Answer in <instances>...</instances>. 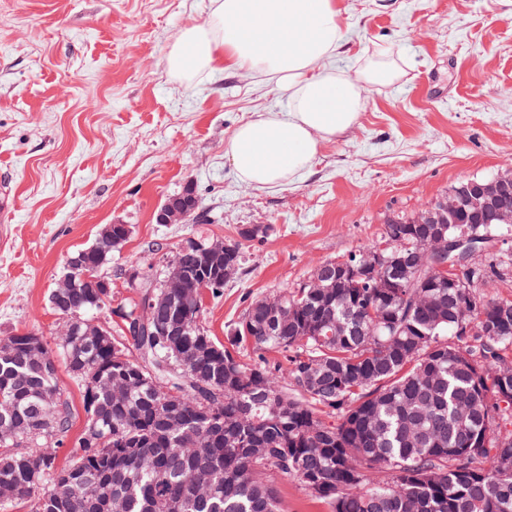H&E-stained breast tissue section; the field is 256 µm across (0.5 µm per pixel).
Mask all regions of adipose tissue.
Segmentation results:
<instances>
[{"mask_svg":"<svg viewBox=\"0 0 512 512\" xmlns=\"http://www.w3.org/2000/svg\"><path fill=\"white\" fill-rule=\"evenodd\" d=\"M344 48L336 0H210L207 17L172 41L165 68L188 83L242 71L285 93L286 111L257 113L228 142L239 179L265 188L308 170L322 143L356 124L370 87L399 80L402 69L386 49L353 73L330 67Z\"/></svg>","mask_w":512,"mask_h":512,"instance_id":"1","label":"adipose tissue"}]
</instances>
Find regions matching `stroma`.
I'll return each mask as SVG.
<instances>
[{
  "mask_svg": "<svg viewBox=\"0 0 512 512\" xmlns=\"http://www.w3.org/2000/svg\"><path fill=\"white\" fill-rule=\"evenodd\" d=\"M355 71L380 46L400 81L367 93L351 129L323 143L293 181L241 183L226 155L234 129L286 96L265 78L224 72L188 84L165 56L209 0H0V337L55 344L49 303L69 255L105 225L131 234L112 258V302L135 297L128 272L163 277L187 240L241 241L242 271L202 321L219 342L255 299L302 285L319 264L382 243L385 221L512 159V0H339ZM192 184L207 220L154 223Z\"/></svg>",
  "mask_w": 512,
  "mask_h": 512,
  "instance_id": "1",
  "label": "stroma"
}]
</instances>
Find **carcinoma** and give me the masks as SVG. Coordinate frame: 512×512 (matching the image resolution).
I'll return each instance as SVG.
<instances>
[{
  "instance_id": "carcinoma-1",
  "label": "carcinoma",
  "mask_w": 512,
  "mask_h": 512,
  "mask_svg": "<svg viewBox=\"0 0 512 512\" xmlns=\"http://www.w3.org/2000/svg\"><path fill=\"white\" fill-rule=\"evenodd\" d=\"M129 235L114 224L69 259L103 279ZM383 238L402 256L420 241L405 214ZM193 244L168 261L173 298L147 273L128 279L138 295L121 306L120 336L112 291L78 278L51 293L55 346L9 336L42 351L0 353V495L18 492L31 512H105L111 499L124 512H284L287 477L330 512H512V321L498 324L512 299L487 292L508 281L502 263L466 288L389 264L369 281L253 300L223 345L201 321L209 262ZM227 247L236 276L240 244ZM151 301L174 335L141 323ZM62 365L99 441L79 436L59 466L73 417ZM69 470L82 481L57 482Z\"/></svg>"
}]
</instances>
